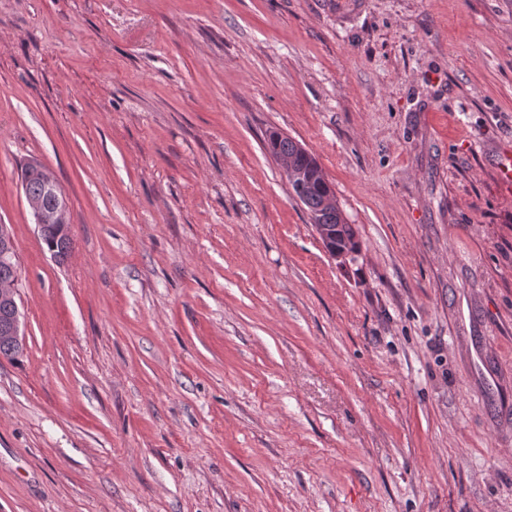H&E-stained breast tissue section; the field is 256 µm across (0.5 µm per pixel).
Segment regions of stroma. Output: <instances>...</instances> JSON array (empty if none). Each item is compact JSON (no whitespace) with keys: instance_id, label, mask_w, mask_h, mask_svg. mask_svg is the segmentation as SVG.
Returning <instances> with one entry per match:
<instances>
[{"instance_id":"35a3bbf8","label":"stroma","mask_w":512,"mask_h":512,"mask_svg":"<svg viewBox=\"0 0 512 512\" xmlns=\"http://www.w3.org/2000/svg\"><path fill=\"white\" fill-rule=\"evenodd\" d=\"M509 146L512 0H0V512H512ZM295 141L288 137H282L277 133H272L268 137V147L271 154L279 158L282 155L295 157L296 164L299 167H307L311 159L300 153ZM279 162L284 169V173L291 181H298L301 187L309 186L316 182L325 181L324 173L318 164H311L307 168H299L288 158H279ZM289 181V180H288ZM289 181L294 195L301 198V202L306 208L312 224L319 236H325L326 231L321 224L327 227L331 234V242L339 248H345L349 251L359 253L361 249L360 242L357 239L356 232L352 224H348L343 217L342 210L336 199V208L324 205V197L334 194L328 182L314 184L307 189L299 191L296 183ZM49 174H52L49 169L44 167L37 161H31L25 165L23 173V186L25 192L32 198L39 199L32 200L27 198V204L30 212L34 218L35 224L39 231L40 237L45 244L48 251L54 250L60 256L59 263L65 261L71 249V238L69 230L63 231L61 228L54 224H65L69 212L68 200L61 190L59 184L50 181L47 185L49 194L55 199L52 205V199L48 198L45 194V180ZM45 224H49L44 227ZM3 295L6 299L13 302L14 310L11 316L8 317L7 324L5 325L4 331L6 335H3L1 328L3 321L6 316L10 313V302L7 300H0V355L4 357L14 358L17 356L23 348V345H16L11 338L19 344H23L25 334L22 330V318L23 313L21 312L19 305L16 300V289L13 285L0 284V298ZM10 336V337H8Z\"/></svg>"}]
</instances>
